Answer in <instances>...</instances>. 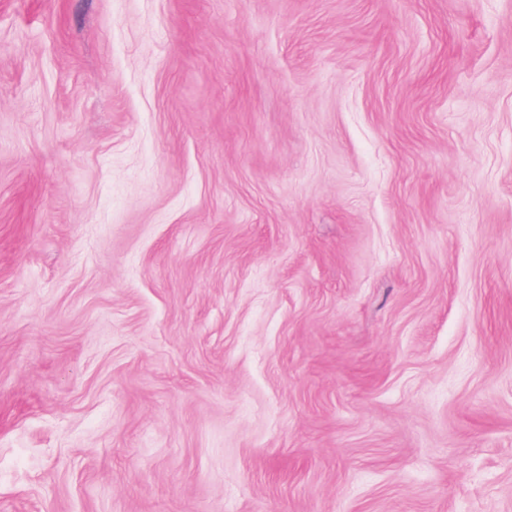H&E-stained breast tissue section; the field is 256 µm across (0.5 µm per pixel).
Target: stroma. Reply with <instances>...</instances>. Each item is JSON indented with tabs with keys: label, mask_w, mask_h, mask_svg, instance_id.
I'll use <instances>...</instances> for the list:
<instances>
[{
	"label": "stroma",
	"mask_w": 512,
	"mask_h": 512,
	"mask_svg": "<svg viewBox=\"0 0 512 512\" xmlns=\"http://www.w3.org/2000/svg\"><path fill=\"white\" fill-rule=\"evenodd\" d=\"M0 512H512V0H0Z\"/></svg>",
	"instance_id": "stroma-1"
}]
</instances>
